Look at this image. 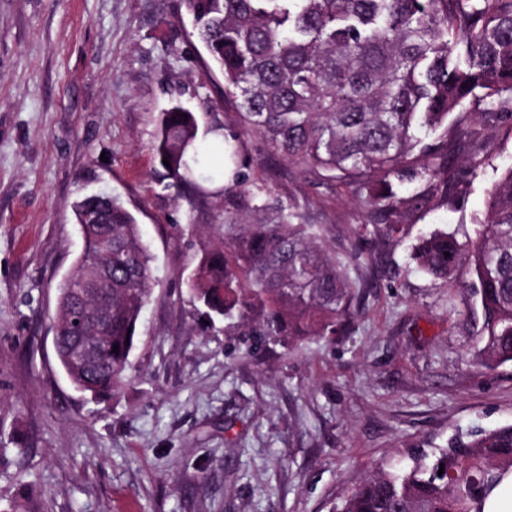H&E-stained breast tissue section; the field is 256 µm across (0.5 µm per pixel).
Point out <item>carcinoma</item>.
Listing matches in <instances>:
<instances>
[{"label":"carcinoma","mask_w":512,"mask_h":512,"mask_svg":"<svg viewBox=\"0 0 512 512\" xmlns=\"http://www.w3.org/2000/svg\"><path fill=\"white\" fill-rule=\"evenodd\" d=\"M224 80V103L239 130L214 120L211 150L222 155L224 223L201 249L186 286L205 314L225 322L255 354L312 337L343 336L356 293L340 257L300 206L242 172L247 141L319 182L354 189L363 224L392 230L448 205L450 158L482 137L490 118L512 128V0H182ZM461 128L448 139V117ZM193 112H161L152 150L166 159L167 187L193 209L213 195L208 153L196 147ZM84 249L57 287L54 321L85 293L93 263L112 260V307L98 363L84 362L78 337L56 329V356L72 385L94 398L130 382L143 310L154 300L152 255L135 216L117 199L72 204ZM418 268L446 282L463 264L484 317V365L512 363V167L488 190L487 213L461 242L434 231L413 247ZM118 352H113V347ZM443 473H438V470ZM512 473V425L457 435L434 456L377 468L336 512H480Z\"/></svg>","instance_id":"1"}]
</instances>
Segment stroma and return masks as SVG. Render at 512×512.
<instances>
[{
    "mask_svg": "<svg viewBox=\"0 0 512 512\" xmlns=\"http://www.w3.org/2000/svg\"><path fill=\"white\" fill-rule=\"evenodd\" d=\"M206 59L181 0H0V512H331L377 466L512 425V364L477 358L469 269L443 283L410 260L421 235L471 233L512 165V129L488 125L459 151L447 206L390 234H359L349 188L254 159L251 178L300 202L328 249L363 255L347 335L251 355L185 285L224 198L188 211L150 149L177 102L200 149L212 119L236 129ZM91 192L133 213L156 277L132 382L93 400L52 328L83 250L71 205Z\"/></svg>",
    "mask_w": 512,
    "mask_h": 512,
    "instance_id": "obj_1",
    "label": "stroma"
}]
</instances>
